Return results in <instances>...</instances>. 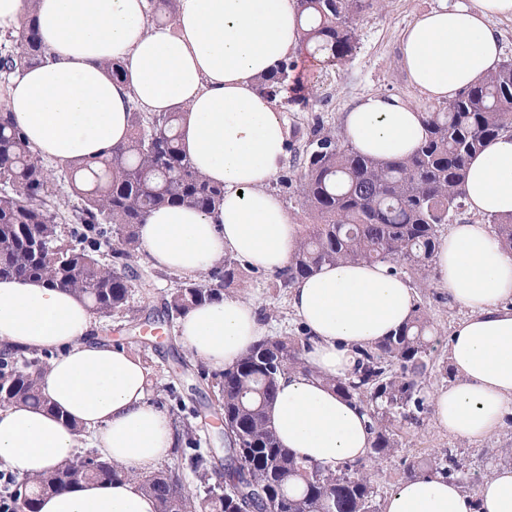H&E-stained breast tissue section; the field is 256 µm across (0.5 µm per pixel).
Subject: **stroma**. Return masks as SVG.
<instances>
[{
    "instance_id": "1",
    "label": "stroma",
    "mask_w": 512,
    "mask_h": 512,
    "mask_svg": "<svg viewBox=\"0 0 512 512\" xmlns=\"http://www.w3.org/2000/svg\"><path fill=\"white\" fill-rule=\"evenodd\" d=\"M471 0H382L381 5L359 17L356 22L357 48L346 61L333 67H323L309 54L298 57V70L308 92V102L279 107L278 113L286 131H289V148H297L293 130H307L313 124L324 125L335 133H342V117L369 93L400 97L419 111L434 108L435 103L421 95L412 85L404 68L401 55L403 31L420 15L448 5H467ZM141 283L132 290L129 307L139 318L138 325H131L122 314L100 320L99 334L113 342L128 346L142 360L148 378V398L157 402L172 381H180L188 405L200 412L192 419L201 449L223 454L224 433L214 417L216 392L213 379L203 378L197 369L181 371L175 359L184 350L176 335L177 318L166 316L163 311L165 296L178 288L182 275L154 269L148 259L137 265ZM271 273L258 270L252 275L249 298L257 308L261 322L269 335L291 336L300 325L288 306L287 293L270 288ZM416 302L426 307L437 331L432 356L437 363L427 380L426 393L447 386L441 367L448 360V340L456 323L465 315L462 307L449 304L448 297L438 282L417 289ZM403 446L382 465L378 480V498L386 500L399 485L403 460L426 456L443 449H451L463 463L465 470L491 474L511 460L503 455L512 449V418L488 437L469 442L448 434L437 426L433 416H426L422 427L402 431Z\"/></svg>"
}]
</instances>
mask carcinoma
I'll return each mask as SVG.
<instances>
[{
    "instance_id": "1",
    "label": "carcinoma",
    "mask_w": 512,
    "mask_h": 512,
    "mask_svg": "<svg viewBox=\"0 0 512 512\" xmlns=\"http://www.w3.org/2000/svg\"><path fill=\"white\" fill-rule=\"evenodd\" d=\"M179 0H156L155 17L174 19ZM304 20L303 42L313 56L334 66L353 54L355 22L380 0H296ZM37 0H29L25 34L9 36L0 52V96L10 78L42 63L45 48L34 28ZM288 61L256 90L282 102L283 85L293 71ZM512 60L500 61L481 81L456 98L425 112V138L412 155L382 160L356 150L322 125L306 133L293 164L296 178L278 184L299 198L308 223L288 266L275 273L271 287L287 291L325 265L383 262L414 284L436 278L433 260L439 228L465 207L469 158L491 139L512 133ZM183 112H129V135L97 161L69 164L72 188L84 206L72 215L67 233L51 203L53 175L18 125L0 109V279L44 280L89 301L94 314L110 317L127 309L139 275L128 260L140 252L139 226L149 214L170 205L206 212L224 201V187L200 175L179 144ZM502 247L512 251V214L490 216ZM109 253L112 262L102 261ZM252 268L232 255L206 277L187 278L165 305L181 316L192 308L224 299L231 288H246ZM432 329L426 309L416 306L395 333L360 351L347 378H329L337 394L362 405L374 435L362 459L336 468L296 459L277 438L268 416L277 380L310 372L305 355L312 343L305 327L294 336H265L232 369L213 374L217 408L224 411V462L200 453L191 467L207 483L208 495L189 491L172 471L143 475L96 452L83 455L90 467L65 462L36 477H24V503L37 512L45 495L86 482L134 478L156 501V512H380L376 465L402 447L401 424L420 426L432 412L424 383L433 369ZM50 355L0 350V398L5 405H44L39 380ZM427 474L456 479L473 489L477 473L462 471L450 450L403 461L401 480Z\"/></svg>"
}]
</instances>
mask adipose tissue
<instances>
[{
  "label": "adipose tissue",
  "mask_w": 512,
  "mask_h": 512,
  "mask_svg": "<svg viewBox=\"0 0 512 512\" xmlns=\"http://www.w3.org/2000/svg\"><path fill=\"white\" fill-rule=\"evenodd\" d=\"M512 17V0H472L410 24L404 66L427 98L445 102L488 74L501 46L490 22ZM37 28L46 50L38 67L15 76L5 107L43 157L90 160L123 142L128 112L183 111L181 146L196 170L223 186L207 214L181 205L153 211L139 228L153 267L198 275L232 253L274 273L294 253L300 227L270 184L282 168L287 134L256 78L295 56L303 39L296 0H179L172 26L149 16L148 0H39ZM122 61L114 80L103 60ZM360 152L413 154L425 115L400 98L362 96L343 117ZM465 202L478 215L512 213V135L503 134L468 165ZM441 286L465 317L454 327L448 362L455 377L432 395L436 424L475 442L512 415V253L487 225H450L435 252ZM289 304L313 340L310 373L280 378L269 417L283 447L337 467L365 457L373 434L353 402L329 388L350 375L357 350L410 317L414 290L382 264L324 266L295 283ZM88 302L42 280L0 281V348L50 352L41 379L47 407L0 408V465L36 476L74 459L81 443L136 472L152 470L178 444L172 418L148 399L147 372L125 346L93 339ZM178 338L216 371L233 368L267 334L253 301L228 296L182 316ZM89 437L80 441L73 425ZM39 512H155L137 481L80 485L41 499ZM384 512H512V467L477 486L426 475L402 482Z\"/></svg>",
  "instance_id": "1"
}]
</instances>
